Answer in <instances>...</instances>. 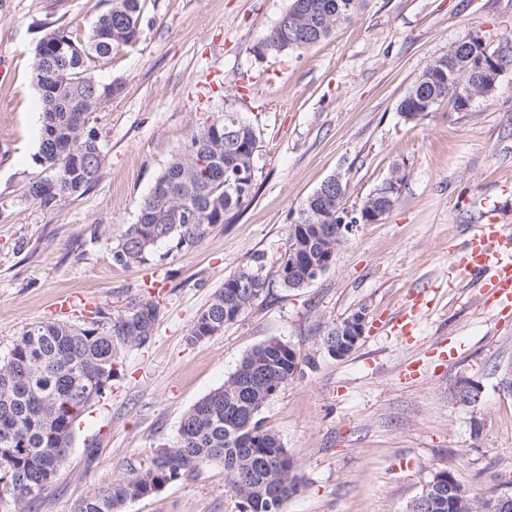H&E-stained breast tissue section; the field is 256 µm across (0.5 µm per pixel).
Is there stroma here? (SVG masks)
I'll list each match as a JSON object with an SVG mask.
<instances>
[{"mask_svg":"<svg viewBox=\"0 0 512 512\" xmlns=\"http://www.w3.org/2000/svg\"><path fill=\"white\" fill-rule=\"evenodd\" d=\"M289 0H144L138 46L95 68L123 83L96 113L99 180L51 212L27 199L41 128L33 49L46 27L85 40L108 0H0V353L26 327L76 318L85 305L118 317L160 303L152 336L120 347L112 388L81 417L36 512L78 501L173 444L183 415L223 385L254 346L279 339L312 358L261 412L303 478L282 512H409L437 472L489 496L512 492V317L484 306L480 275L448 269L474 225H512V68L465 112L444 105L415 121L398 105L426 64L469 31L512 55V0H362L314 47L257 58ZM255 85L248 97L237 86ZM261 145L259 191L243 213L161 265L115 264L92 241L120 234L193 127L226 105ZM405 179L392 209L354 225L332 267L303 288L282 287L277 259L291 215L341 175L359 206L393 169ZM256 251L268 288L224 330L193 343L190 329L226 277ZM416 306L413 341L391 321ZM365 334L336 358L322 339L357 312ZM425 360L420 378L403 366ZM483 388L475 411L448 398L450 381ZM124 512H239L223 465L128 502Z\"/></svg>","mask_w":512,"mask_h":512,"instance_id":"obj_1","label":"stroma"}]
</instances>
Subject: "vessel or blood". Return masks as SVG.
<instances>
[{
	"mask_svg": "<svg viewBox=\"0 0 512 512\" xmlns=\"http://www.w3.org/2000/svg\"><path fill=\"white\" fill-rule=\"evenodd\" d=\"M450 258L458 273L484 274L480 293L486 303L512 308V226L476 225L462 249Z\"/></svg>",
	"mask_w": 512,
	"mask_h": 512,
	"instance_id": "vessel-or-blood-1",
	"label": "vessel or blood"
}]
</instances>
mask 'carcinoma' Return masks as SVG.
<instances>
[{"mask_svg": "<svg viewBox=\"0 0 512 512\" xmlns=\"http://www.w3.org/2000/svg\"><path fill=\"white\" fill-rule=\"evenodd\" d=\"M361 0H291L283 16L293 28L273 25L260 54L285 55L308 49L350 20ZM141 0H111L91 24L88 38L76 41L59 29H48L35 46L33 82L42 103L40 145L34 163L39 173L28 196L45 211L89 190L100 177L103 143L91 125L94 112L121 91V83L95 79L96 63L135 48L141 36ZM494 54L479 42L452 44L443 54L444 70L425 67L398 105L400 113H424L446 101L464 111L471 102L458 99L453 88L470 87L474 97L493 93L463 61ZM236 134L224 140V127ZM259 138L254 127L232 109L193 129L182 149L156 177L139 205L135 223L117 242L105 238L112 259L120 265H144L156 249L168 243L187 253L210 229L237 215L256 194ZM347 183L339 198L309 196L294 212L288 238L300 250L279 258L281 285L295 288L308 266L320 263L336 249V228L351 224L345 206ZM396 189L388 182L369 195L359 212L391 207ZM267 267L266 254L254 252L239 271L224 279L208 307L194 322L189 339L205 340L238 320L264 295L266 277L253 280L244 273ZM157 305L141 303L128 314L111 319L100 309L89 310L76 322L33 324L0 357V483L15 512H31L52 487L81 414L112 386L118 347L140 345L154 331ZM310 359L279 339L253 347L224 385L213 390L183 416L179 437L157 450L146 465L116 478L104 489L82 498L76 512H121L126 503L156 493L212 463L224 464L228 486L239 499L240 512H281L299 487L293 460L281 440L262 427L267 402L302 372ZM432 512H490L489 498L463 489L448 472L429 482Z\"/></svg>", "mask_w": 512, "mask_h": 512, "instance_id": "cac0c4a2", "label": "carcinoma"}]
</instances>
